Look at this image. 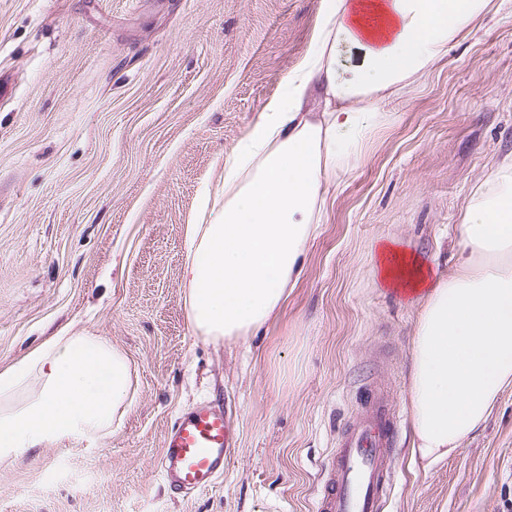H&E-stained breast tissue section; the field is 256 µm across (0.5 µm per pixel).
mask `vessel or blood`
Listing matches in <instances>:
<instances>
[{"mask_svg":"<svg viewBox=\"0 0 512 512\" xmlns=\"http://www.w3.org/2000/svg\"><path fill=\"white\" fill-rule=\"evenodd\" d=\"M399 417L384 397L369 401L338 438L315 512H382L394 481ZM233 451L223 404L199 402L166 429L158 466L169 488L189 496L211 487Z\"/></svg>","mask_w":512,"mask_h":512,"instance_id":"1","label":"vessel or blood"}]
</instances>
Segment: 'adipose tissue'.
Returning <instances> with one entry per match:
<instances>
[{
  "label": "adipose tissue",
  "mask_w": 512,
  "mask_h": 512,
  "mask_svg": "<svg viewBox=\"0 0 512 512\" xmlns=\"http://www.w3.org/2000/svg\"><path fill=\"white\" fill-rule=\"evenodd\" d=\"M492 0H323L314 45L284 94L224 161V202L190 221L184 270L193 331L209 339L262 329L294 287L323 220L327 184L353 173L389 105L431 72ZM318 88L321 118L305 111ZM460 259L445 275L398 241L378 248L384 287L416 294L407 399L412 451L433 464L488 419L512 387V155L473 190ZM38 393L21 400L30 378ZM126 356L60 331L0 370V465L68 436L105 438L133 399Z\"/></svg>",
  "instance_id": "obj_1"
}]
</instances>
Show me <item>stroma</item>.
<instances>
[{
  "label": "stroma",
  "instance_id": "35a3bbf8",
  "mask_svg": "<svg viewBox=\"0 0 512 512\" xmlns=\"http://www.w3.org/2000/svg\"><path fill=\"white\" fill-rule=\"evenodd\" d=\"M320 7L0 0V368L64 329L108 340L136 379L111 436L0 467V512H315L370 385L400 417L382 512H512V388L448 458L413 462L420 305L376 273L390 239L449 272L473 185L512 152V0L393 102V122L331 186L279 315L232 340L190 326L185 226L308 52ZM204 400L228 407L235 449L215 485L182 498L157 460L170 423Z\"/></svg>",
  "mask_w": 512,
  "mask_h": 512
}]
</instances>
